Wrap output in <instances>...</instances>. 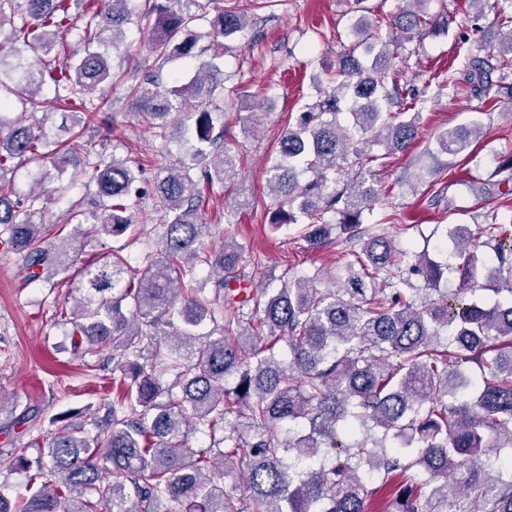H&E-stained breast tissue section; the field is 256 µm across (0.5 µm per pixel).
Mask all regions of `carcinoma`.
Returning <instances> with one entry per match:
<instances>
[{
    "mask_svg": "<svg viewBox=\"0 0 512 512\" xmlns=\"http://www.w3.org/2000/svg\"><path fill=\"white\" fill-rule=\"evenodd\" d=\"M129 2L99 0L80 34L83 54L48 68L42 56L55 30L71 25L69 0H0V18L7 7L25 16L21 27L0 29L8 44L0 49V234L27 250V283L47 285L66 269L71 242L46 241L12 200L5 171L46 153L38 151L42 135L5 111L13 96L38 106L49 82L66 92L74 123L91 120L106 105L92 93L110 78L107 47H117L132 21ZM179 2L152 8L149 47L162 62L203 54L190 25L210 13L215 35L246 34L251 0L229 8L193 0L194 14ZM430 2L405 0L395 16L404 38L439 24ZM473 2L512 27V0ZM353 36L336 69H326L332 88L280 138L268 179L281 201L272 227L303 216L311 246L341 240L353 259L336 268L328 288L314 276L251 288L240 246L202 248L203 190L228 189L239 169L212 135L209 105L224 92V71L212 58L200 61L174 89L191 109L195 144L186 157L163 145L152 158L157 203L172 214L162 246L140 269L114 253L80 271L84 295L71 311L77 345L112 351L124 395L92 436L59 417L36 457L25 448L1 455V467L30 473L31 487L19 509L0 493V512H367L368 497L382 488L392 496L389 512H512V453L491 458L495 449L512 450V224L494 217L477 235L461 225L445 230L439 261L363 223L377 189L364 176L341 183L344 166L378 160L362 155L363 142L407 150L426 99L398 85L395 51L378 26L360 22ZM460 76L474 96L497 99L512 76V31L497 53L467 57ZM134 92L143 122L166 140L172 104L157 92ZM396 98L406 111L391 110ZM481 134L477 124L459 127L435 143L455 156ZM85 166L102 208L89 215L75 208L72 218L89 224L85 235H124L129 201L143 195L139 177L127 160L93 146ZM503 173L474 190L511 194L512 152L498 163ZM34 184L31 208L50 197L47 175ZM203 268L219 274L212 299L195 287ZM207 321L213 328L204 332ZM155 360L173 373L172 385ZM197 432L209 445H190ZM231 471L242 473L238 493L219 483ZM49 474L57 480H45Z\"/></svg>",
    "mask_w": 512,
    "mask_h": 512,
    "instance_id": "obj_1",
    "label": "carcinoma"
}]
</instances>
